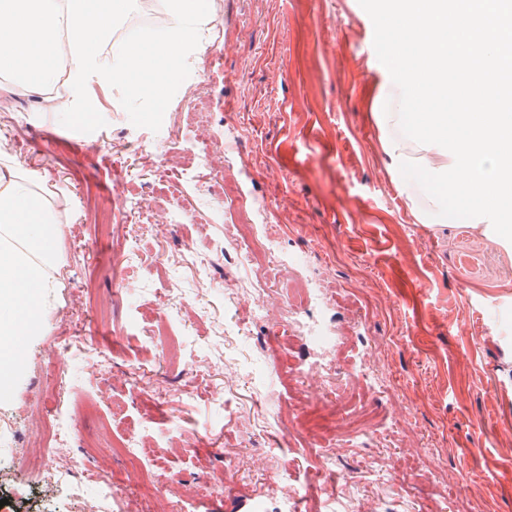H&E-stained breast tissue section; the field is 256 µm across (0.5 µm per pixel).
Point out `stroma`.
Returning a JSON list of instances; mask_svg holds the SVG:
<instances>
[{"mask_svg":"<svg viewBox=\"0 0 512 512\" xmlns=\"http://www.w3.org/2000/svg\"><path fill=\"white\" fill-rule=\"evenodd\" d=\"M358 0H209V23L189 57L187 95L171 100L159 131L134 126L109 85L88 95L106 120L92 132L59 127L41 97L15 92L0 111L13 153L52 192H64L59 250L65 287L45 335L31 337L5 406L13 429L0 428V512H80L62 495L35 491V475L16 454L25 447L28 411L45 407L57 374L69 378L64 417L74 451H91L137 488L112 445L137 432L169 454L159 480H172V503L225 469L236 451L239 488L199 504V512H277L251 488L266 473V450L279 445L288 480L313 465L316 446L286 408L296 388L330 401L318 382L288 380L268 361L278 319L251 322L235 334L243 303L224 293L219 245L227 222L258 232L271 252L262 270L243 268V282L262 278L273 309L283 304L286 263L306 260L320 297L304 313L322 331L342 330L372 350L380 390L363 408L380 425L356 445L335 446L336 481L347 499H377L385 512H431L445 490L448 512H512V251L473 230L468 220L436 224L412 204L389 166L375 114L387 69L371 57L374 31ZM206 108L216 140L186 125ZM170 170L156 174L155 149ZM200 151L215 153L242 207L184 182L179 169ZM189 214L177 232L166 216ZM204 264L182 260L185 249ZM128 283L126 298L112 291ZM107 350L105 363L50 345L71 318ZM213 359L241 378L223 376L194 391L193 359ZM190 402H183L186 391ZM397 421L391 440L383 422ZM191 443L197 455L181 452ZM383 460L396 469H426L405 484L379 482Z\"/></svg>","mask_w":512,"mask_h":512,"instance_id":"1","label":"stroma"}]
</instances>
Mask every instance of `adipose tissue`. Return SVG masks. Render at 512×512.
Wrapping results in <instances>:
<instances>
[{
    "mask_svg": "<svg viewBox=\"0 0 512 512\" xmlns=\"http://www.w3.org/2000/svg\"><path fill=\"white\" fill-rule=\"evenodd\" d=\"M58 213L44 180L18 163L0 136V403L28 352L17 336H39V318L60 292Z\"/></svg>",
    "mask_w": 512,
    "mask_h": 512,
    "instance_id": "ef3b65f1",
    "label": "adipose tissue"
}]
</instances>
